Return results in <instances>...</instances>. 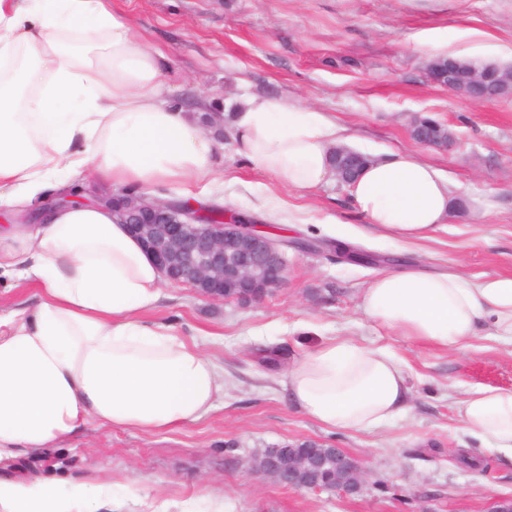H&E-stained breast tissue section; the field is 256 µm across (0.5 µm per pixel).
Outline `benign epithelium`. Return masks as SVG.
Instances as JSON below:
<instances>
[{
    "label": "benign epithelium",
    "mask_w": 512,
    "mask_h": 512,
    "mask_svg": "<svg viewBox=\"0 0 512 512\" xmlns=\"http://www.w3.org/2000/svg\"><path fill=\"white\" fill-rule=\"evenodd\" d=\"M431 84L474 101H488L512 95V72L497 66L474 70L461 60L439 57L428 65ZM415 142L446 148L454 142L447 127L427 118H416L411 126ZM334 175L346 185V174L369 156L338 147ZM81 198L68 189L45 199L40 210H51ZM112 211L120 222L153 255L166 279L187 284L207 298L224 301H259L280 287L286 276L287 258L283 244L270 238L255 217L226 212L218 222H207L208 212L192 203L162 201L134 194L112 195ZM307 451L284 445L265 449L259 458L264 468L258 475L290 488L333 490L354 494L360 490L365 473L358 460L336 449V478L321 474L316 460L321 443L305 440Z\"/></svg>",
    "instance_id": "benign-epithelium-1"
}]
</instances>
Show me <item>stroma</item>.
<instances>
[{"label": "stroma", "mask_w": 512, "mask_h": 512, "mask_svg": "<svg viewBox=\"0 0 512 512\" xmlns=\"http://www.w3.org/2000/svg\"><path fill=\"white\" fill-rule=\"evenodd\" d=\"M144 43L167 57L165 93L174 105L230 115L244 95L299 97L357 134L370 156L412 151L448 172L467 201L447 230L402 247L383 241L357 214L346 187L329 181L304 193L282 190L238 156L229 124L206 132L217 142L222 179L206 202L262 219L288 240L285 282L241 304L169 285L155 316L172 322L224 373V398L199 422L144 434L91 427L42 456L13 462L17 475L75 482L111 474L118 499L168 503L169 512H490L512 496V459L462 432L457 403L478 387L512 388V345L486 333L439 349L368 321L360 294L395 266L464 273L475 281L512 278V96L482 103L432 85L429 62L456 54L512 65V0H112ZM457 135L449 148L415 143V117ZM343 242L378 255L346 262L329 250ZM390 347L406 364L411 406L395 422L357 432L322 428L297 411L260 351L280 347L291 364L323 337ZM314 439L356 457L366 477L359 493L291 489L255 474L254 456ZM472 457L475 468L453 459Z\"/></svg>", "instance_id": "obj_1"}]
</instances>
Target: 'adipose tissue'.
<instances>
[{
  "mask_svg": "<svg viewBox=\"0 0 512 512\" xmlns=\"http://www.w3.org/2000/svg\"><path fill=\"white\" fill-rule=\"evenodd\" d=\"M112 0H0V205L20 207L84 174L105 189L215 180L216 144L160 93L164 55ZM236 152L275 185L314 188L354 140L326 112L284 97L236 101ZM457 188L411 152L367 165L350 185L366 224L398 244L443 229ZM0 278L31 290L0 308V465L37 456L94 425L156 433L192 425L224 394L213 360L171 323L147 320L167 281L111 209L73 204L0 227ZM386 330L445 348L481 330L512 345V278L401 269L361 295ZM291 404L343 432L402 418L412 390L386 347L328 337L288 366ZM463 429L512 458V388L478 387ZM102 481L0 476V512H104Z\"/></svg>",
  "mask_w": 512,
  "mask_h": 512,
  "instance_id": "obj_1",
  "label": "adipose tissue"
}]
</instances>
